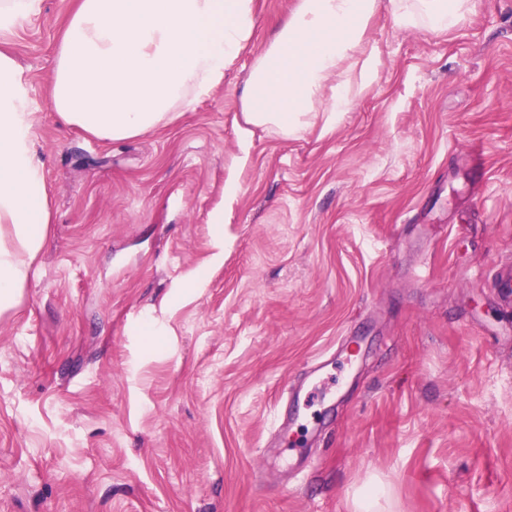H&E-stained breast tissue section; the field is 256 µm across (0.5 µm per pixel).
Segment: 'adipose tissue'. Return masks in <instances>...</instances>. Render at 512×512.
I'll return each instance as SVG.
<instances>
[{
    "label": "adipose tissue",
    "mask_w": 512,
    "mask_h": 512,
    "mask_svg": "<svg viewBox=\"0 0 512 512\" xmlns=\"http://www.w3.org/2000/svg\"><path fill=\"white\" fill-rule=\"evenodd\" d=\"M469 0H298L243 78L240 161L253 128L297 138L333 131L378 80L371 22L457 26ZM254 0H77L56 48L49 102L60 122L119 141L166 126L224 80L253 37ZM33 114L0 51V316L32 279L53 220Z\"/></svg>",
    "instance_id": "1"
}]
</instances>
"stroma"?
<instances>
[{
	"instance_id": "obj_1",
	"label": "stroma",
	"mask_w": 512,
	"mask_h": 512,
	"mask_svg": "<svg viewBox=\"0 0 512 512\" xmlns=\"http://www.w3.org/2000/svg\"><path fill=\"white\" fill-rule=\"evenodd\" d=\"M297 2L255 0L223 83L119 142L48 102L75 0L0 30L53 208L0 317V512H355L370 483L381 512H512V0L380 16L336 129H255L236 165L242 76ZM318 358L338 383L298 408Z\"/></svg>"
}]
</instances>
